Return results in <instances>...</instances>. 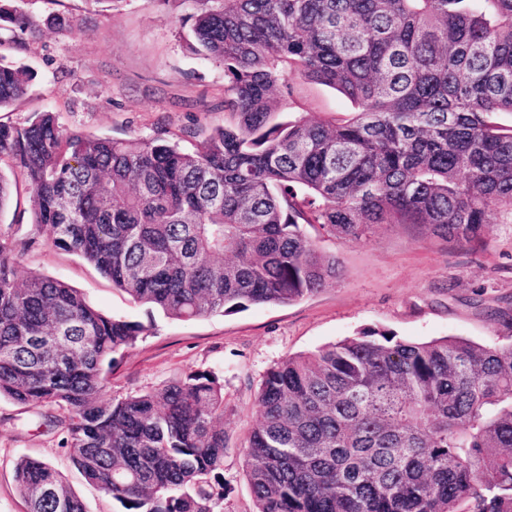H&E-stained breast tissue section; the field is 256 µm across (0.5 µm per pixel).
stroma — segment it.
Instances as JSON below:
<instances>
[{"instance_id":"35a3bbf8","label":"stroma","mask_w":512,"mask_h":512,"mask_svg":"<svg viewBox=\"0 0 512 512\" xmlns=\"http://www.w3.org/2000/svg\"><path fill=\"white\" fill-rule=\"evenodd\" d=\"M39 26L19 43L0 31V62L34 79L0 121L25 124L54 113L69 130L113 138L163 136L185 149L230 124L224 110V68L186 48L190 0H24ZM292 109L331 121L352 112L332 88L301 83ZM30 190L12 186L0 209V232L37 236ZM486 244L468 248L406 224L379 226L370 240L320 239L343 272L299 301L214 315L170 319L133 301L78 256L40 244L16 268L67 282L104 314L144 326L137 344L119 356L104 398H123L191 372H215L224 384V500L217 512H253L243 472V448L258 419L256 397L274 364L367 330L411 341L461 337L482 344L512 342V217L492 214ZM42 407L0 398V512H27L14 478L23 458L51 462L84 500L88 512H120L119 503L87 485L72 468L61 428L45 424Z\"/></svg>"}]
</instances>
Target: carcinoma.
I'll use <instances>...</instances> for the list:
<instances>
[{
	"mask_svg": "<svg viewBox=\"0 0 512 512\" xmlns=\"http://www.w3.org/2000/svg\"><path fill=\"white\" fill-rule=\"evenodd\" d=\"M188 48L224 66L235 116L194 150L71 132L51 112L0 123V166L33 223L113 287L194 321L302 299L336 279L304 226L368 240L414 224L467 245L512 214V0H192ZM36 25L0 5L17 40ZM33 76L0 63V108ZM354 112L279 119L295 80ZM0 236V398L58 407L69 459L124 512L224 501V385L208 372L104 400L139 324L14 268ZM244 448L255 512H512V344L365 331L263 376ZM28 512H87L50 463L22 459Z\"/></svg>",
	"mask_w": 512,
	"mask_h": 512,
	"instance_id": "obj_1",
	"label": "carcinoma"
}]
</instances>
